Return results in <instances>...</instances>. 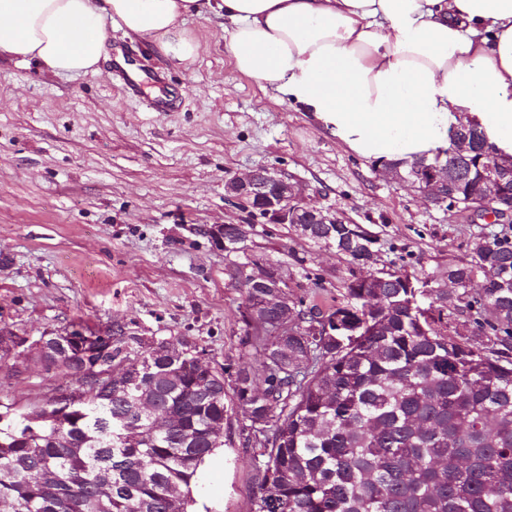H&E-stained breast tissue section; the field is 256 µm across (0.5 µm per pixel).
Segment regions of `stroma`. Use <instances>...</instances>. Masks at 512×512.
<instances>
[{
	"mask_svg": "<svg viewBox=\"0 0 512 512\" xmlns=\"http://www.w3.org/2000/svg\"><path fill=\"white\" fill-rule=\"evenodd\" d=\"M186 28L201 46L187 70L117 27L110 46L124 68L109 57L94 74L47 76L0 58V326L34 338L76 324L179 338L228 383L240 367L259 366L212 225H248L251 259L275 264L306 309L335 303L366 271L225 200V179L263 167L369 232L374 268L436 283L449 262L469 259L489 224L386 179L240 74L217 19L191 18ZM129 68L140 75L134 96L124 91ZM171 94L175 110L151 109ZM65 383L20 357L0 364V397L23 407ZM225 405L224 446L194 494L204 512H251L259 446L236 400Z\"/></svg>",
	"mask_w": 512,
	"mask_h": 512,
	"instance_id": "1",
	"label": "stroma"
}]
</instances>
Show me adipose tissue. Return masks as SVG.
I'll use <instances>...</instances> for the list:
<instances>
[{
    "label": "adipose tissue",
    "mask_w": 512,
    "mask_h": 512,
    "mask_svg": "<svg viewBox=\"0 0 512 512\" xmlns=\"http://www.w3.org/2000/svg\"><path fill=\"white\" fill-rule=\"evenodd\" d=\"M209 16L240 73L359 157L434 156L471 119L512 156V0H0V57L94 73L117 25L187 68Z\"/></svg>",
    "instance_id": "1"
}]
</instances>
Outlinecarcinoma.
<instances>
[{
  "label": "carcinoma",
  "mask_w": 512,
  "mask_h": 512,
  "mask_svg": "<svg viewBox=\"0 0 512 512\" xmlns=\"http://www.w3.org/2000/svg\"><path fill=\"white\" fill-rule=\"evenodd\" d=\"M467 159L445 149L389 164L448 166V207L489 204L491 160L479 126L462 124ZM360 227L304 224L303 237L366 263ZM260 368L241 367L234 396L265 432L253 512H512V238L483 233L470 260L450 262L455 311L480 310L493 339L448 335L441 289L423 305L397 273L354 278L344 301L308 310L288 299V329L253 284L247 245L225 234ZM112 342V374L87 373L50 333L40 360L73 380L42 407L0 400V506L5 512H188L206 457L224 446V371L159 340L137 357Z\"/></svg>",
  "instance_id": "obj_1"
}]
</instances>
